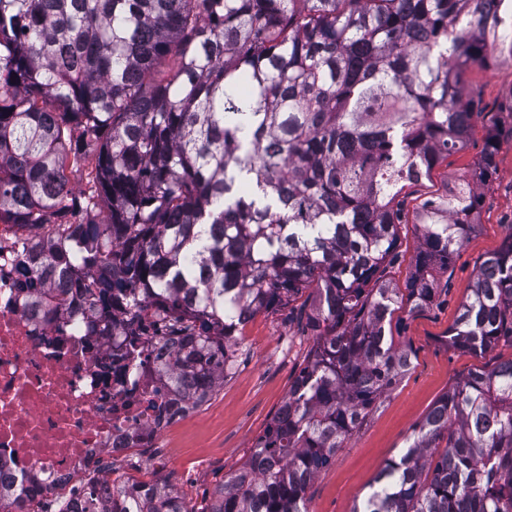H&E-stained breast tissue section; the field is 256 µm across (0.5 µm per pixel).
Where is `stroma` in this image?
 <instances>
[{
  "label": "stroma",
  "mask_w": 512,
  "mask_h": 512,
  "mask_svg": "<svg viewBox=\"0 0 512 512\" xmlns=\"http://www.w3.org/2000/svg\"><path fill=\"white\" fill-rule=\"evenodd\" d=\"M464 89L474 100L475 133L469 146L449 155L429 179L409 188L405 211L444 193L448 182L466 176L483 146L486 130L498 133L497 169L485 189L479 226L437 275L433 305L402 315L396 338L412 351V367L367 415L347 447L339 449L307 491L310 512H351L379 470L399 459L413 428L433 403L477 367L512 359V344L475 355L448 346L445 339L459 308L471 293L482 261L512 235V57L495 54L489 66L471 67ZM306 308L296 301L257 314L238 336L236 363L201 406L189 411L154 448H135L110 458L95 478L112 484L168 479L190 512H202L224 479L249 457L271 417L287 397L304 367L313 340L305 329ZM162 455L169 464L155 470L150 461Z\"/></svg>",
  "instance_id": "stroma-1"
}]
</instances>
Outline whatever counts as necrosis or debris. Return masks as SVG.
Instances as JSON below:
<instances>
[{
	"label": "necrosis or debris",
	"mask_w": 512,
	"mask_h": 512,
	"mask_svg": "<svg viewBox=\"0 0 512 512\" xmlns=\"http://www.w3.org/2000/svg\"><path fill=\"white\" fill-rule=\"evenodd\" d=\"M31 250L27 228L0 219V480L38 507L101 457L154 446L178 416L157 370L166 348L105 373L122 337L88 334V295L52 312L23 292L15 267Z\"/></svg>",
	"instance_id": "1"
}]
</instances>
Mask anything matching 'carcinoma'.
Returning a JSON list of instances; mask_svg holds the SVG:
<instances>
[{"instance_id":"1","label":"carcinoma","mask_w":512,"mask_h":512,"mask_svg":"<svg viewBox=\"0 0 512 512\" xmlns=\"http://www.w3.org/2000/svg\"><path fill=\"white\" fill-rule=\"evenodd\" d=\"M501 0H0V216L44 229L62 274H96L89 331L158 336L184 413L224 384L236 336L309 292L313 345L250 458L204 512H308L306 492L412 365L394 315L478 225L497 140L414 208L406 187L474 134L463 75ZM90 165L87 185L70 175ZM512 343V235L480 264L448 343ZM351 512H512V359L440 397ZM55 512H188L161 478Z\"/></svg>"}]
</instances>
